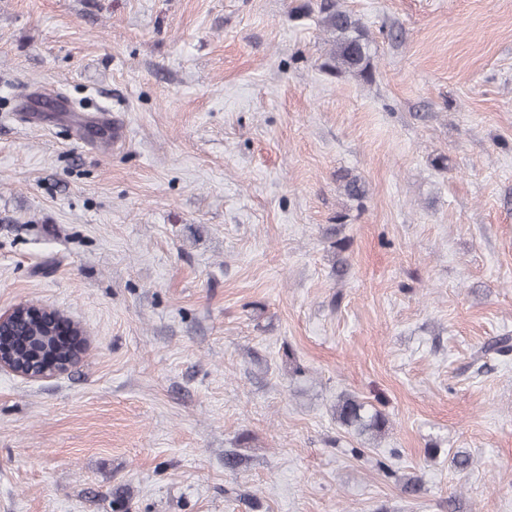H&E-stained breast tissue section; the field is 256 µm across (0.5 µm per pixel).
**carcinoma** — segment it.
Returning a JSON list of instances; mask_svg holds the SVG:
<instances>
[{
    "instance_id": "obj_1",
    "label": "carcinoma",
    "mask_w": 512,
    "mask_h": 512,
    "mask_svg": "<svg viewBox=\"0 0 512 512\" xmlns=\"http://www.w3.org/2000/svg\"><path fill=\"white\" fill-rule=\"evenodd\" d=\"M319 24L329 35V52L325 67L336 75L350 73L363 80L374 76V64L370 53L367 30L352 12L341 8L336 0H321ZM344 194L354 200L365 195L364 184L356 175L339 176ZM493 352L502 356L512 353V336H496L485 343L480 353ZM336 421L357 434L378 437L390 427V420L382 411L369 408L352 395H343L334 407Z\"/></svg>"
}]
</instances>
